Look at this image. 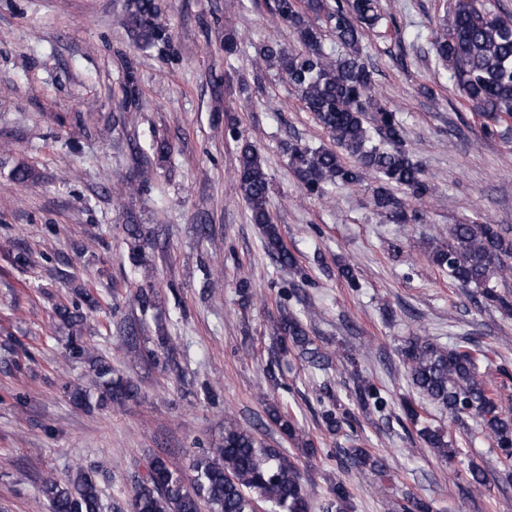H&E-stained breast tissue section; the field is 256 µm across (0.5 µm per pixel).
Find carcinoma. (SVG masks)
Wrapping results in <instances>:
<instances>
[{"mask_svg": "<svg viewBox=\"0 0 512 512\" xmlns=\"http://www.w3.org/2000/svg\"><path fill=\"white\" fill-rule=\"evenodd\" d=\"M163 0H126L121 24L145 47H167L172 34L159 22ZM450 23L433 39L436 56L448 63L451 79L465 104L481 112L488 137H504L502 119H512V16L491 13L481 0H455L449 7ZM275 22L287 27L299 47L287 48L270 40L259 48L256 67L272 65L283 72L306 111L322 128L330 145L316 148L288 145L289 165L307 195L324 197L338 186L373 179L370 203L385 219L396 224L416 223L422 212L411 209L393 189L405 191L424 204L435 193L419 163L405 148L396 112L375 93L374 71L364 54L363 39L387 22L382 0H274ZM336 48L324 49V38ZM237 188L250 221L261 226L265 248L282 269L297 267L295 255L284 244L270 209L269 179L261 151L245 145L238 157ZM132 239L128 259L134 270L144 266L139 244L141 231L130 224ZM431 264L448 273L460 288L480 296L487 304L512 316V235L496 224L471 221L448 225V235L426 248ZM106 297L86 287L80 300L56 306L58 320L71 330L68 357L88 363L90 383L70 391V401L82 410L104 401L123 403L138 397L132 381L112 377L109 359L94 354L81 336L86 315L82 307L101 310ZM277 353H296L317 369L329 365V356L308 336L300 318L280 311L274 324ZM410 384L420 398L447 414L450 420L478 421L482 432L512 462V407L503 404L498 388L487 380L492 360L473 338L463 336L444 345L428 336H412L400 349ZM325 396L333 408L322 414L326 430L339 434L354 415L340 410L337 398ZM355 401L363 411L380 410L384 399L372 380L357 376ZM406 420L420 426V404H403ZM268 416L288 439L308 457L318 453L298 427L288 406L272 407ZM418 434L440 460L461 453L448 432L431 425ZM350 467L374 474L385 472L382 458L354 443L343 449ZM42 495L48 512H103L97 477L78 467L64 481L47 477ZM333 498L322 512H348L350 492L342 482L332 488ZM265 504L270 512H310L311 501L297 462L278 448L263 445L255 434L234 424L224 426L218 446L194 456L189 470L155 456L131 499V512H255ZM427 502L411 496L390 501V512H429Z\"/></svg>", "mask_w": 512, "mask_h": 512, "instance_id": "carcinoma-1", "label": "carcinoma"}]
</instances>
